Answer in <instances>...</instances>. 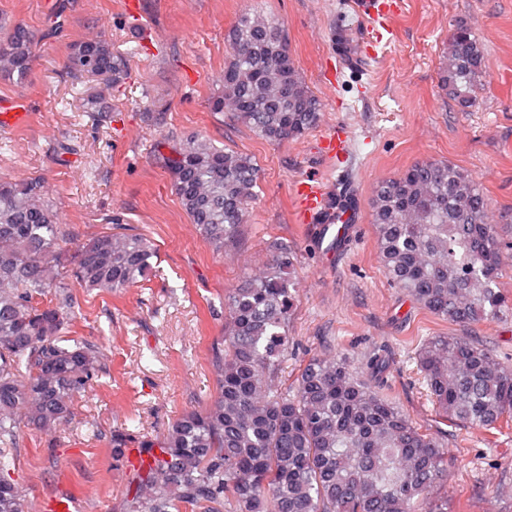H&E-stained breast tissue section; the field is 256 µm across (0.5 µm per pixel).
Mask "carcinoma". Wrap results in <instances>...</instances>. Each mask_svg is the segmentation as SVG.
<instances>
[{"label": "carcinoma", "instance_id": "1", "mask_svg": "<svg viewBox=\"0 0 512 512\" xmlns=\"http://www.w3.org/2000/svg\"><path fill=\"white\" fill-rule=\"evenodd\" d=\"M35 35L0 19V77L23 82ZM224 63V91L210 109L269 141L315 128L322 105L288 49L283 23L242 13ZM69 69L103 84L82 98L102 118L107 94L129 72L128 59L99 38L74 44ZM488 74L483 45L456 25L440 73L461 107L472 105ZM183 210L216 255L230 252L257 196L251 157L191 137L158 143ZM489 200L460 168L413 164L381 181L371 198L378 254L392 284L434 317L456 324L498 320L512 300L497 288L503 243L487 220ZM60 224L40 180H0V512H24L4 458L19 429L51 433L74 416V402L108 357L92 341L66 335L75 297L62 283ZM271 260L224 296V336L212 354L217 391L203 411L173 421L144 473L129 512H418L446 472L445 444L420 431L383 393L390 358L370 355L356 371L344 357L309 358L296 382L281 381L296 300L295 253L281 243ZM157 245L126 231L78 245L69 276L112 293L149 277ZM54 290V303L35 298ZM439 413L490 431L512 424V365L465 338L437 336L416 356Z\"/></svg>", "mask_w": 512, "mask_h": 512}]
</instances>
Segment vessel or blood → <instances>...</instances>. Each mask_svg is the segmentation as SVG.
Here are the masks:
<instances>
[{
    "label": "vessel or blood",
    "instance_id": "obj_1",
    "mask_svg": "<svg viewBox=\"0 0 512 512\" xmlns=\"http://www.w3.org/2000/svg\"><path fill=\"white\" fill-rule=\"evenodd\" d=\"M353 7L363 21L366 45L374 49L390 42L393 31L389 26L391 17L402 8L401 0H354ZM31 116L26 99L15 97L0 102V126H22ZM349 152L347 135L336 133L324 138L322 155L327 161H343ZM299 197V214L304 223H317L321 240L335 241L345 224L354 216L351 194L337 196L335 203H328L325 193L316 180L305 179L296 186Z\"/></svg>",
    "mask_w": 512,
    "mask_h": 512
}]
</instances>
